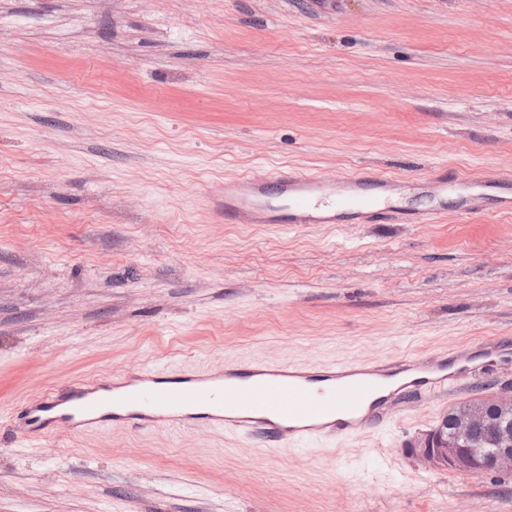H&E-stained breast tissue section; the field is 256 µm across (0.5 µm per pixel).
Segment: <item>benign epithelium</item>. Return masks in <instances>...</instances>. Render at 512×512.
I'll return each mask as SVG.
<instances>
[{
	"label": "benign epithelium",
	"mask_w": 512,
	"mask_h": 512,
	"mask_svg": "<svg viewBox=\"0 0 512 512\" xmlns=\"http://www.w3.org/2000/svg\"><path fill=\"white\" fill-rule=\"evenodd\" d=\"M512 414V396L484 401L476 400L442 416L436 427L422 444L426 463L434 468H447L460 473L482 471H508L512 473V426H504L500 415ZM475 428L486 431L495 449L488 456H481L475 448H460L448 440V431L457 436Z\"/></svg>",
	"instance_id": "benign-epithelium-1"
}]
</instances>
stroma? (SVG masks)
<instances>
[{
    "mask_svg": "<svg viewBox=\"0 0 512 512\" xmlns=\"http://www.w3.org/2000/svg\"><path fill=\"white\" fill-rule=\"evenodd\" d=\"M402 205L512 171V0H0V425L123 367L393 361L512 338V212L228 224L224 183L358 168ZM384 433L262 453L206 429L0 443V512H512V476L428 467L512 348Z\"/></svg>",
    "mask_w": 512,
    "mask_h": 512,
    "instance_id": "stroma-1",
    "label": "stroma"
}]
</instances>
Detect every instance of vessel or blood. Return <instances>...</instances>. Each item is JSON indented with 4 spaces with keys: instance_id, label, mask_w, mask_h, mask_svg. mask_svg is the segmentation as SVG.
Here are the masks:
<instances>
[{
    "instance_id": "vessel-or-blood-1",
    "label": "vessel or blood",
    "mask_w": 512,
    "mask_h": 512,
    "mask_svg": "<svg viewBox=\"0 0 512 512\" xmlns=\"http://www.w3.org/2000/svg\"><path fill=\"white\" fill-rule=\"evenodd\" d=\"M431 205L412 213L394 204L391 177L358 171L321 177L302 171L267 178L246 177L224 185L228 224H361L385 216L402 224H433L442 203L455 194L461 217L480 214L471 180L434 175ZM452 354L405 357L392 364L340 359L316 366L281 362L235 363L224 370L172 365L146 366L78 380L29 398L7 426L10 442L36 446L58 437L115 428H165L183 432L197 425L233 436L266 441L267 452L310 440H348L386 430L392 395L446 394L460 390L470 371Z\"/></svg>"
}]
</instances>
